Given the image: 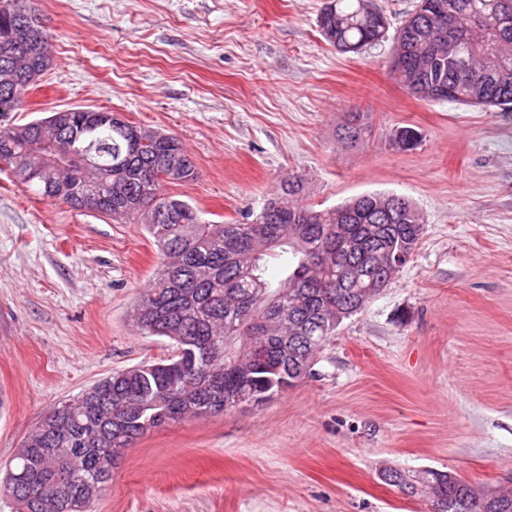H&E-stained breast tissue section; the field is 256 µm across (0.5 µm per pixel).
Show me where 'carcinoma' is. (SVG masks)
Instances as JSON below:
<instances>
[{"label":"carcinoma","instance_id":"cac0c4a2","mask_svg":"<svg viewBox=\"0 0 512 512\" xmlns=\"http://www.w3.org/2000/svg\"><path fill=\"white\" fill-rule=\"evenodd\" d=\"M37 0H0V163L42 198L89 210L96 195L112 191V210L102 216L145 226L161 254V269L132 313L138 331L169 339L175 353L103 378L105 398L63 402L47 417L50 430L31 431L0 477V494L18 512H92L126 451L157 421L185 420L184 412L205 409L217 391L249 387L281 395L309 375L328 339L336 311L368 305L395 275L378 267L373 248L392 243L414 255L423 237L421 215L409 202L386 216L355 199L317 209L294 197L302 181L288 179L250 222L210 224L186 200L164 192L169 183L197 178L181 141L168 133L126 122L82 127V107L16 125L12 113L52 66L51 29ZM499 0H419L432 6L397 30L394 55L403 67L391 74L406 89L449 85L448 101L512 111V27L498 51L490 48L502 30L494 12ZM318 26L344 55L380 41L369 13L373 0H329ZM445 4L458 23L481 16L486 35L472 57L487 83L480 91L455 80L448 45L428 29L440 20L433 8ZM292 255L280 278L267 275L266 257ZM43 448H67L53 462ZM440 488L418 483L416 497L439 495L434 512H512V485L484 505V491L457 473L426 469Z\"/></svg>","mask_w":512,"mask_h":512}]
</instances>
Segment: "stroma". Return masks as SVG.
<instances>
[{
  "label": "stroma",
  "instance_id": "1",
  "mask_svg": "<svg viewBox=\"0 0 512 512\" xmlns=\"http://www.w3.org/2000/svg\"><path fill=\"white\" fill-rule=\"evenodd\" d=\"M375 2L388 38L346 56L319 31L323 0H37L52 66L16 123L91 107L176 136L198 177L166 191L215 224L251 221L292 176L302 203L396 194L425 224L312 376L147 431L95 512H433L379 467L477 487L512 470V112L410 95L389 64L417 0ZM406 126L422 140L401 151ZM159 265L142 225L37 197L0 166V466L54 406L170 353L131 320Z\"/></svg>",
  "mask_w": 512,
  "mask_h": 512
}]
</instances>
